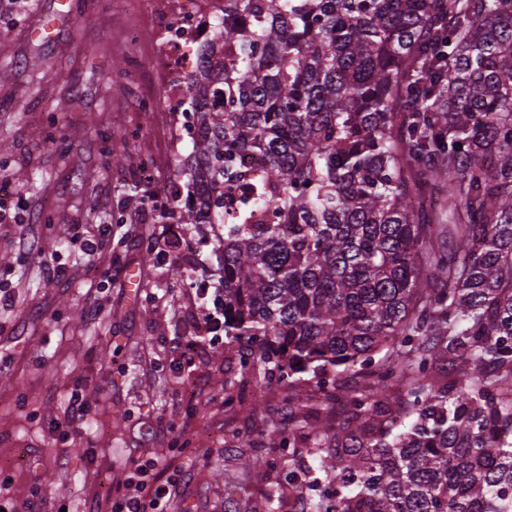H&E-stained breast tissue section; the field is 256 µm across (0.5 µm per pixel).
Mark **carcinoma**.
Here are the masks:
<instances>
[{"mask_svg": "<svg viewBox=\"0 0 512 512\" xmlns=\"http://www.w3.org/2000/svg\"><path fill=\"white\" fill-rule=\"evenodd\" d=\"M197 54L187 191L126 201L224 225L268 512H512V0H224Z\"/></svg>", "mask_w": 512, "mask_h": 512, "instance_id": "1", "label": "carcinoma"}]
</instances>
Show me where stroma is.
Returning <instances> with one entry per match:
<instances>
[{"mask_svg": "<svg viewBox=\"0 0 512 512\" xmlns=\"http://www.w3.org/2000/svg\"><path fill=\"white\" fill-rule=\"evenodd\" d=\"M54 0H0V282L13 306L0 313V462L16 512H29L32 483L78 512H112L125 478L141 460L139 427L164 477L180 481L169 512H239L263 502L238 476L233 433L251 430L245 412L224 411V342L207 346L193 367L173 363V346L214 309L218 287L198 297L169 284L156 252L215 257L187 226L161 223L151 209H130L123 189L138 181L154 191L175 178V161L191 151L190 131L171 113L139 111L145 94L162 96L163 73L150 57L151 25L134 0H82L51 38L29 28ZM40 67H31L32 59ZM129 136L130 153L113 164L98 133ZM35 211L42 253L22 256L25 231L18 198ZM112 227L92 262L70 243L79 231ZM154 242L147 253L143 242ZM178 247H171V240ZM64 264V275L47 265ZM100 289L99 314L88 320V289ZM88 391V424L67 436L45 422L60 415L74 380Z\"/></svg>", "mask_w": 512, "mask_h": 512, "instance_id": "obj_1", "label": "stroma"}]
</instances>
